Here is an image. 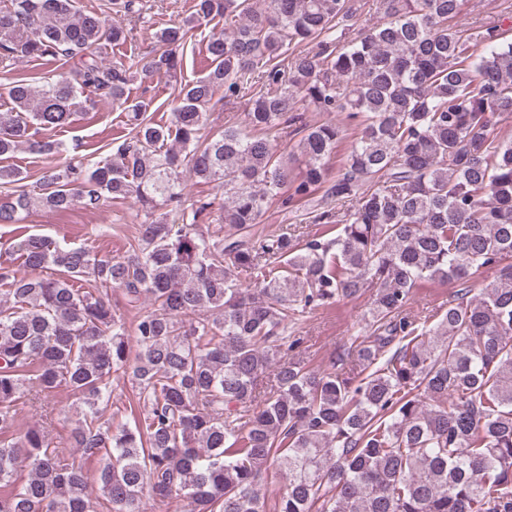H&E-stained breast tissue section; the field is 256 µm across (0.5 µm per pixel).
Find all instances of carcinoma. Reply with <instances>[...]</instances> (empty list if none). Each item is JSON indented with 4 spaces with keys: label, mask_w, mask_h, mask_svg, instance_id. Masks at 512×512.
<instances>
[{
    "label": "carcinoma",
    "mask_w": 512,
    "mask_h": 512,
    "mask_svg": "<svg viewBox=\"0 0 512 512\" xmlns=\"http://www.w3.org/2000/svg\"><path fill=\"white\" fill-rule=\"evenodd\" d=\"M109 4L139 11L138 0ZM462 5L379 0L385 21L348 39L351 0H267L260 12L192 0L149 60L110 64L96 50L128 31L76 0L0 7L1 68L78 59L41 84H5L0 157L63 152L50 135L86 91L127 111L129 126L112 161L49 164L31 189L1 167L0 224L108 199L131 198L142 214L122 257L34 236L19 247L32 274L0 263V512H96L82 464L56 452L46 427L6 434L21 399L60 387L80 409L71 446L100 462L112 512H144L146 492L187 512H512V141L495 129L512 116V41L488 27L475 56ZM218 18L206 74L181 82L190 32ZM140 75L178 83L169 122L129 102ZM218 94L226 105L248 97L244 124L203 140ZM309 109L359 128L331 182L343 130L303 123ZM285 123L301 133L286 156L271 139ZM185 162L217 189L193 212L218 210L214 231L167 220L185 212ZM284 187V206L324 190L336 205L301 221L336 224V237L253 233ZM483 269L496 280L473 295ZM436 280L459 286L448 307L408 313L415 289ZM112 289L127 307H151L130 324ZM367 290L356 359L309 367L299 316ZM120 378L147 410L114 430L103 415ZM271 470L288 487L270 504Z\"/></svg>",
    "instance_id": "carcinoma-1"
}]
</instances>
